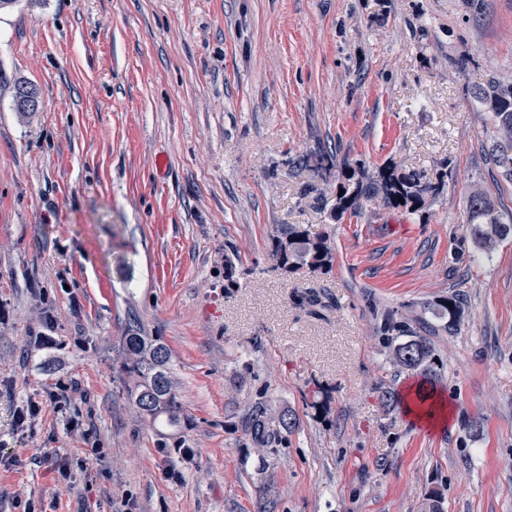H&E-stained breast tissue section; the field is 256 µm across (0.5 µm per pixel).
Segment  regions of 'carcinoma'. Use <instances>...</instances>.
<instances>
[{
    "label": "carcinoma",
    "mask_w": 512,
    "mask_h": 512,
    "mask_svg": "<svg viewBox=\"0 0 512 512\" xmlns=\"http://www.w3.org/2000/svg\"><path fill=\"white\" fill-rule=\"evenodd\" d=\"M38 95L36 86L28 82L14 85L13 101L18 112L29 111L25 96ZM471 97L490 114L493 135L488 152L504 178L512 182V152L505 145H512V80L492 81L470 91ZM336 196V216L347 211L362 208L363 202L380 200L383 205L398 208L403 205L419 207L429 193L437 186L422 181L416 173H402L393 167L379 172L371 178L359 166L348 168L345 182ZM466 224L474 247L483 252H491L495 246L512 239V212L503 211L485 191L476 188L465 198ZM275 256L282 267L294 260L309 265L310 268L325 269L332 265L331 247L326 238L315 241L294 228L283 230L278 238ZM379 332L383 336H406L408 340L398 343L393 349V359L398 365L419 372L424 382L435 384L441 377L442 365L431 343L413 335L408 324H400L386 319L381 322ZM125 369L134 378V388L130 395L138 411L156 421L161 417L167 423L177 422L180 406L169 372L170 352L161 339L144 335L138 318L129 320L125 336L122 337ZM248 432L260 450L273 454L296 427V418L283 412L273 413L264 395L254 399L249 409Z\"/></svg>",
    "instance_id": "carcinoma-1"
}]
</instances>
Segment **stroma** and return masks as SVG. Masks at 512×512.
Segmentation results:
<instances>
[{
  "label": "stroma",
  "mask_w": 512,
  "mask_h": 512,
  "mask_svg": "<svg viewBox=\"0 0 512 512\" xmlns=\"http://www.w3.org/2000/svg\"><path fill=\"white\" fill-rule=\"evenodd\" d=\"M484 3L0 11V512H512V240L478 251L464 222L474 188L512 211L469 95L512 79V0ZM349 164L439 190L339 217ZM286 224L328 238L331 268L279 267ZM456 292L452 323L437 302ZM378 309L441 359L436 421L381 405L421 377L394 364ZM132 315L170 350L177 426L128 392ZM261 393L297 418L272 457L245 430Z\"/></svg>",
  "instance_id": "1"
}]
</instances>
